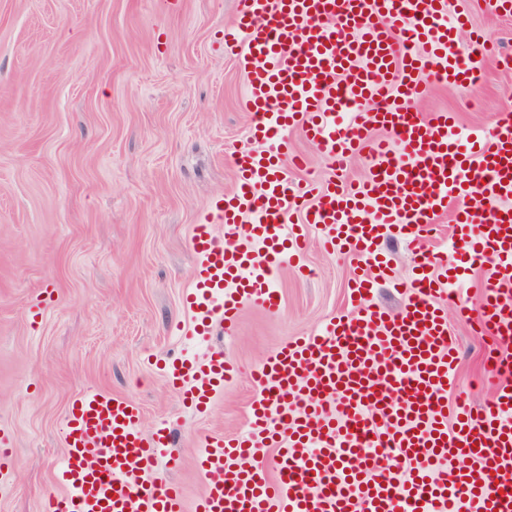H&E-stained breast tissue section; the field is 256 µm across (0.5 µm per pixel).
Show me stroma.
<instances>
[{"instance_id": "35a3bbf8", "label": "stroma", "mask_w": 512, "mask_h": 512, "mask_svg": "<svg viewBox=\"0 0 512 512\" xmlns=\"http://www.w3.org/2000/svg\"><path fill=\"white\" fill-rule=\"evenodd\" d=\"M472 27L512 47V16L460 0ZM236 0H0V430L13 466L0 512H43L65 454L73 400L104 390L134 401L143 432L167 424L186 505L202 490L200 440L233 435L257 395L249 371L276 347L350 312L353 265L312 229L281 268L280 312L243 306L232 334L200 342L184 296L193 227L236 184L230 156L256 148L246 77L224 27ZM477 88L435 85L413 104L453 113L462 135L489 137L512 106V68L485 58ZM485 274L448 302L458 346L448 413L490 399L494 344L478 336ZM41 314L30 319L34 303ZM218 349L243 375L203 411L166 383L172 358Z\"/></svg>"}]
</instances>
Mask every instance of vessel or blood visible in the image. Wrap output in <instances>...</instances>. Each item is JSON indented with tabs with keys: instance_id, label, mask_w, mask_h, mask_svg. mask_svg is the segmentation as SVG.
Masks as SVG:
<instances>
[{
	"instance_id": "b4317fda",
	"label": "vessel or blood",
	"mask_w": 512,
	"mask_h": 512,
	"mask_svg": "<svg viewBox=\"0 0 512 512\" xmlns=\"http://www.w3.org/2000/svg\"><path fill=\"white\" fill-rule=\"evenodd\" d=\"M465 24L452 0H236L224 45L247 74L250 133L274 147L234 153L237 186L212 204L223 232L194 227L193 333L229 331L249 303L278 312L270 272L294 262L313 227L327 251L356 262L353 310L253 370L260 394L247 428L206 439L204 488L190 509L167 477L182 460L166 428L144 434L134 401L83 392L65 424L63 490L44 512H512V358L500 356L502 382L479 412L449 418L456 341L443 305L463 271L486 266L477 323L512 344V208L501 204L512 198V113L500 114L491 144L465 150L449 134L450 114L412 108L434 81L477 84L472 57L496 42L474 30L463 53ZM349 108L353 119L337 122ZM295 129L333 169L365 154L366 178H289L300 161L288 149ZM450 208L469 233L465 253L424 254ZM393 235L420 255L396 315L370 298L379 282H397L379 250ZM239 374L214 351L174 359L167 381L198 409ZM270 447L272 476L258 458ZM459 456L466 465L453 466Z\"/></svg>"
}]
</instances>
